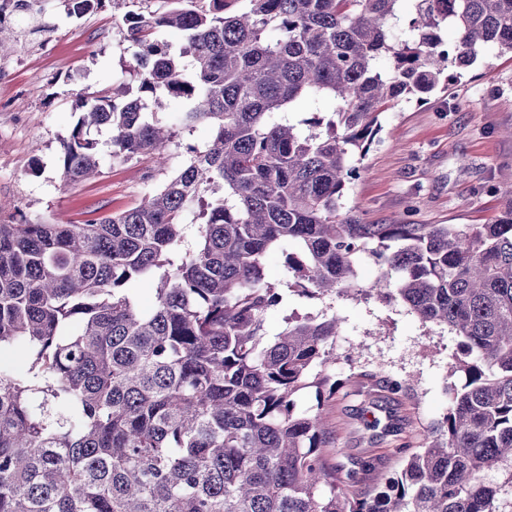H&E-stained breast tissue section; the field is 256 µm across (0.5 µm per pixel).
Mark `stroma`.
<instances>
[{"mask_svg": "<svg viewBox=\"0 0 512 512\" xmlns=\"http://www.w3.org/2000/svg\"><path fill=\"white\" fill-rule=\"evenodd\" d=\"M123 8L105 5L60 22L45 44L0 58V199L15 201L34 221L78 224L89 212L109 214L139 203L150 184L141 162L114 163L101 152L99 178H62L61 142L73 129L78 93L120 90L130 82L131 52L121 30ZM381 128L359 176L347 185L346 209L364 224H490L512 194V54L487 49L484 59L425 102L400 100ZM342 317L338 358L330 372L341 385L324 407L334 446L370 455L378 475L400 470L395 448L422 445L448 411V364L456 349L447 329L426 326L399 302L336 296H288L269 314L268 335L289 315L323 309ZM361 356L351 361L350 348ZM403 382L391 392L390 381Z\"/></svg>", "mask_w": 512, "mask_h": 512, "instance_id": "35a3bbf8", "label": "stroma"}]
</instances>
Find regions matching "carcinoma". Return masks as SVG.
Returning a JSON list of instances; mask_svg holds the SVG:
<instances>
[{"instance_id":"obj_1","label":"carcinoma","mask_w":512,"mask_h":512,"mask_svg":"<svg viewBox=\"0 0 512 512\" xmlns=\"http://www.w3.org/2000/svg\"><path fill=\"white\" fill-rule=\"evenodd\" d=\"M0 6V53L106 0ZM136 86L81 95L62 175L147 162L134 207L45 224L0 202V512H512V196L492 224H362L342 212L380 116L424 101L448 70L512 53V0H121ZM161 7L153 10L151 4ZM27 22V28L20 21ZM456 29L450 43L445 29ZM176 28L185 39L160 38ZM391 66L383 69L379 59ZM189 103L183 129L156 119ZM304 101L334 105L296 122ZM285 254L281 289L265 259ZM371 290L457 338L448 413L401 470L328 454L340 319L266 317L288 290ZM156 280L138 309L127 286ZM316 391L304 408L299 394Z\"/></svg>"}]
</instances>
